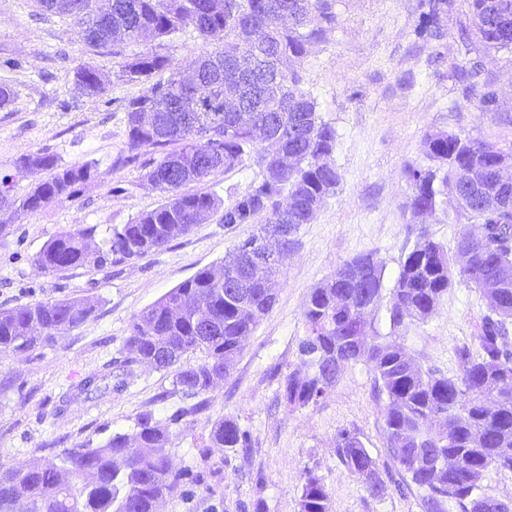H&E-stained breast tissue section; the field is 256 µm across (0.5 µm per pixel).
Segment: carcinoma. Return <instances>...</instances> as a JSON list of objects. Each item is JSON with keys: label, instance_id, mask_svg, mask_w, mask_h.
I'll return each instance as SVG.
<instances>
[{"label": "carcinoma", "instance_id": "carcinoma-1", "mask_svg": "<svg viewBox=\"0 0 512 512\" xmlns=\"http://www.w3.org/2000/svg\"><path fill=\"white\" fill-rule=\"evenodd\" d=\"M38 0L42 10L68 17L81 29L87 46L112 49L124 58L127 80L147 85L127 101L125 161L149 151L143 179L164 195L157 208L120 228L75 227L51 239L37 256L40 269L60 272L100 265L110 256L140 258L167 247L218 211L221 201L202 188L216 171H230L252 161L260 181L224 209V223L249 224L258 214L266 223L248 240L263 238L281 225L290 235L269 262L252 263L241 242L221 263L199 270L133 317L126 348L131 361L158 370L175 369L176 390L198 396L226 377L242 351L240 340L251 334L273 308L284 260L296 245L295 233L310 224L326 198L336 192L340 175L331 162L336 130L319 115L316 97L303 87L297 70L283 68L286 59L301 60L338 23V0H288V12L273 8L280 0ZM457 0H424L421 36L441 37L442 19ZM484 50H512V0H464ZM193 29L217 45L185 66L199 81L184 82L182 66L153 49L131 56L129 46L174 37ZM231 42L271 51L268 67L281 77L265 112H226L224 92L238 84L237 72L224 63L218 45ZM75 83L88 95L106 92L99 70L81 65ZM425 167L405 170L411 193L404 205L409 223L422 224L446 202L470 227L448 251L422 231L404 254L389 299L383 296L385 264L373 252L361 253L336 267L311 291L304 310L307 336L301 343L303 363L312 372L288 374L281 398L292 409L318 402L340 371L361 360L370 364L374 395L389 460L409 481L388 484L360 434L337 433L336 453L347 473L372 498L416 487L423 512H512V503L476 495L490 469L512 472V388L501 391L497 410L484 408L493 385L512 384V185H502L494 171L496 148L455 133L425 135ZM297 156L286 169L279 155ZM474 169L479 186L459 180V171ZM24 176L41 175L21 198L13 195L14 177H0V208L17 214L35 212L50 201L76 197L94 177L95 164L64 166L49 153H29L15 162ZM297 200L284 208L282 196ZM470 254L463 266L458 254ZM479 290L487 313L477 325L475 348L457 356L462 372L456 379L438 375L414 362L397 339L374 330L369 316L386 304L393 329L423 323L433 314L454 276ZM209 312L199 333L197 312ZM94 311L89 300H54L0 310V351H25L86 322ZM200 352L196 364L183 359ZM171 433L150 412L143 413L132 434L116 433L104 444L67 448L57 457L25 467L0 466V512H13L17 501L30 512H156L158 502L174 495L183 478L169 448ZM252 441L235 420L220 418L211 426L206 450L248 452ZM458 461L454 472L442 471L439 458ZM298 512H331V495L322 479L305 475Z\"/></svg>", "mask_w": 512, "mask_h": 512}]
</instances>
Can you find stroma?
<instances>
[{
    "label": "stroma",
    "mask_w": 512,
    "mask_h": 512,
    "mask_svg": "<svg viewBox=\"0 0 512 512\" xmlns=\"http://www.w3.org/2000/svg\"><path fill=\"white\" fill-rule=\"evenodd\" d=\"M339 22L303 59L305 88L322 119L336 130L332 162L341 175L312 223L301 225L282 269L272 310L246 337L229 375L209 392L175 391L174 373L129 363L132 318L199 269L223 261L255 232L210 215L189 234L139 259L41 271L44 245L74 224L122 225L162 203L142 180L139 164H122L125 102L144 86L128 81L121 59L85 45L71 22L41 11L34 0H0V85L14 95L0 108V173L20 155L46 152L62 163L91 162L93 180L73 199L15 214L0 210V310L59 299L94 301L82 325L23 352H0V465L24 466L78 445L97 447L113 434L132 433L152 413L173 434L170 455L191 482L161 512H296L306 471L321 477L332 512H422L418 490L368 496L336 454L339 429L357 430L380 470L391 469L366 362L347 366L319 401L289 411L279 382L305 375L299 347L307 334L311 290L352 256L372 251L392 288L405 249L417 239L403 205L406 166L424 164L426 133L447 131L512 153V53H479L481 76L451 77L466 62L462 35L473 34L466 6L443 21L441 39L415 33L422 0H339ZM95 65L106 92L91 97L74 83L80 64ZM491 77L498 108L481 111L476 85ZM259 179L254 164L219 171L206 183L224 205ZM487 309L479 291L454 281L434 314L401 333L416 363L448 377L461 373L457 350L473 346L474 326ZM101 388L88 392L85 380ZM234 419L251 436L248 455L199 450L212 423ZM224 465L223 480L208 465Z\"/></svg>",
    "instance_id": "obj_1"
}]
</instances>
